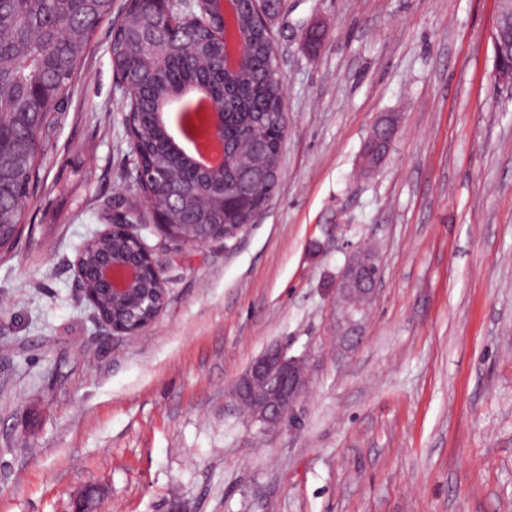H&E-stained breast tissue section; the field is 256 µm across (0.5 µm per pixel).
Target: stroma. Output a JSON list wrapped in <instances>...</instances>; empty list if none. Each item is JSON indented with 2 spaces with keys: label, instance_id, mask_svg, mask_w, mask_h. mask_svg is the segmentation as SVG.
<instances>
[{
  "label": "stroma",
  "instance_id": "stroma-1",
  "mask_svg": "<svg viewBox=\"0 0 512 512\" xmlns=\"http://www.w3.org/2000/svg\"><path fill=\"white\" fill-rule=\"evenodd\" d=\"M498 0H283L288 134L243 233L186 246L144 224L166 304L99 323L75 260L135 196L110 24L47 138L29 228L0 257V512H512V92ZM386 160L359 171L379 114ZM382 262L366 336L330 343L351 245ZM306 355L298 422L264 429L234 382L265 348Z\"/></svg>",
  "mask_w": 512,
  "mask_h": 512
}]
</instances>
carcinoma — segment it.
Listing matches in <instances>:
<instances>
[{"instance_id":"obj_1","label":"carcinoma","mask_w":512,"mask_h":512,"mask_svg":"<svg viewBox=\"0 0 512 512\" xmlns=\"http://www.w3.org/2000/svg\"><path fill=\"white\" fill-rule=\"evenodd\" d=\"M112 15V0H0V154L29 142L10 189L0 188V250L13 247L25 223L19 195L30 196L41 179L45 137L64 111L73 76L83 62L99 23ZM248 65L224 69V41L216 35L222 19L206 3L194 5L190 21L173 26L145 0H129L112 28V69L131 89L129 122L138 147L135 163L153 175L167 172L190 189L171 213L173 232L197 236L205 224L228 237L264 208L275 191L281 165L277 144L288 134L283 85L274 44L258 28L251 0L236 13ZM195 90L222 112L225 147L239 165L200 171L195 157L171 134L181 113L172 108L184 92ZM257 139L268 149L258 156ZM125 219L143 223L140 206L119 196Z\"/></svg>"}]
</instances>
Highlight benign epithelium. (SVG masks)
I'll list each match as a JSON object with an SVG mask.
<instances>
[{"label": "benign epithelium", "instance_id": "benign-epithelium-1", "mask_svg": "<svg viewBox=\"0 0 512 512\" xmlns=\"http://www.w3.org/2000/svg\"><path fill=\"white\" fill-rule=\"evenodd\" d=\"M495 82L512 91V68L501 62L500 49H495ZM244 63L243 45L237 40L225 41L224 65L229 71H237ZM397 130V117L393 113L380 115L371 127L361 156L364 169L370 171L385 159ZM182 193L171 184H159L150 201L154 203V218L161 231L168 232L173 225L166 221L165 202ZM135 224L117 217L101 231L104 236L121 233L134 235ZM78 279L84 295L100 309L102 303L128 306L141 297L137 286L149 274L162 279L163 264L147 245H142L140 255L134 259L117 260L112 252L102 253L90 274H85L81 261H76ZM382 279V265L378 255L350 249L346 261L332 285L335 295L336 321L334 332L338 355L346 357L355 351L364 337V328L371 314L372 303ZM162 307L158 306L152 317L131 326L119 324L98 312L100 322L120 335H137L148 329L157 319ZM311 378L306 358L290 356L280 345L267 348L251 363L248 370L236 381L232 397L237 402L247 399L251 403L250 417L254 423L271 426L288 418L293 419L295 410L308 394Z\"/></svg>", "mask_w": 512, "mask_h": 512}]
</instances>
